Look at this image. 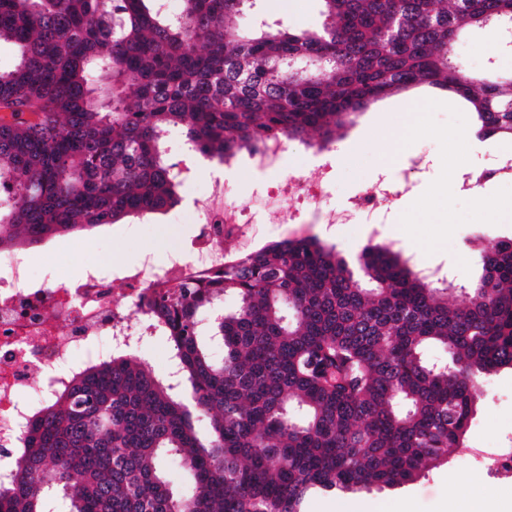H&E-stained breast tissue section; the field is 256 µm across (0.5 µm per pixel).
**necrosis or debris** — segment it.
Returning <instances> with one entry per match:
<instances>
[{"label": "necrosis or debris", "mask_w": 512, "mask_h": 512, "mask_svg": "<svg viewBox=\"0 0 512 512\" xmlns=\"http://www.w3.org/2000/svg\"><path fill=\"white\" fill-rule=\"evenodd\" d=\"M332 181L328 165L314 181L300 175L282 180L275 191L282 222L302 223L309 208L327 210L328 223L341 224L387 193L378 183L373 194L328 210ZM227 193L219 164L206 193L189 202L199 221L189 249H173L160 265L147 257L107 271L92 262L78 279L57 286L54 269L36 277L14 251L0 250V480L13 473L20 426L42 405L48 387H63L79 366L135 347L147 333V316L139 309L145 296L210 275L224 266L226 241L248 242L254 216L247 204L228 202Z\"/></svg>", "instance_id": "4bbe7bcc"}]
</instances>
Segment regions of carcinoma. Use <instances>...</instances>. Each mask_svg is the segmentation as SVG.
Wrapping results in <instances>:
<instances>
[{
	"label": "carcinoma",
	"mask_w": 512,
	"mask_h": 512,
	"mask_svg": "<svg viewBox=\"0 0 512 512\" xmlns=\"http://www.w3.org/2000/svg\"><path fill=\"white\" fill-rule=\"evenodd\" d=\"M247 2L0 0L17 50L0 69V249L175 206L172 128L224 164L263 132L316 131L324 150L356 113L426 84L471 104L479 138L512 143V76L455 53L469 31L512 35V0H319L312 31L237 26ZM470 249L463 307L389 246L353 265L311 236L153 294L177 384L132 354L76 371L26 422L0 512H302L315 492L414 480L463 444L478 380L512 369V238ZM226 297L217 361L200 315Z\"/></svg>",
	"instance_id": "carcinoma-1"
}]
</instances>
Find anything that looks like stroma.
<instances>
[{"label":"stroma","instance_id":"1","mask_svg":"<svg viewBox=\"0 0 512 512\" xmlns=\"http://www.w3.org/2000/svg\"><path fill=\"white\" fill-rule=\"evenodd\" d=\"M250 13L267 23L296 29H317L324 22L319 0H255ZM469 68L512 69V53L500 45H488L485 31L472 33L457 47ZM474 135L472 113L442 90L421 86L378 101L359 113L344 129L334 146L326 150L289 144L281 164L266 173L252 174L245 160L233 165L228 178L230 199L250 203L257 216L253 227L254 247L297 238L318 237L343 255H358L370 241L363 225L347 224L337 230L310 222L303 227L278 224L268 205L270 193L283 178L293 173L312 174L316 164L329 161L340 149L353 151V164L336 166V182L330 204L365 192L383 173L384 160L398 154L402 162L411 156L422 159L420 172L411 174L413 188L391 205L389 224L378 242L392 244L418 266H439L456 282L465 284L477 275L469 242L474 237L494 242L512 238V220L504 213L480 211L476 196L499 204L512 203V184L489 181L479 193L463 191L460 175L465 167L497 165L507 146L495 139L469 148ZM399 167L386 174L396 181ZM192 214L167 211L113 224L92 231L55 238V258L62 279L77 278L86 260L102 258L126 265L138 264L144 255L163 263L170 245L185 241ZM512 438V370L494 374L492 383L480 386L478 399L466 434V447L449 454L448 460L404 485L383 490L348 493H314L304 502V512H512V482L500 481L492 491L486 473L466 463V448H492Z\"/></svg>","mask_w":512,"mask_h":512}]
</instances>
